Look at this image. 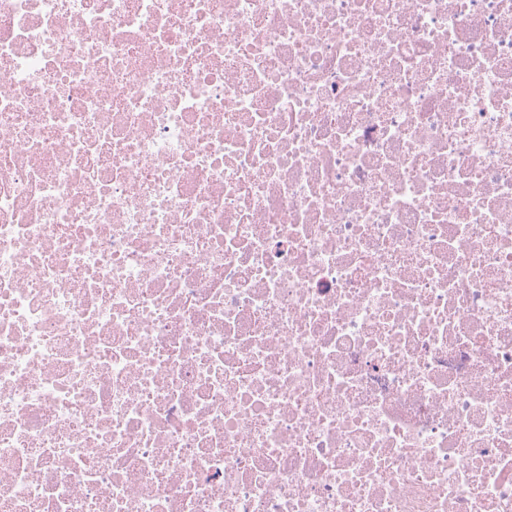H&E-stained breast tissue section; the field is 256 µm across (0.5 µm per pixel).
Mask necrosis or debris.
Returning <instances> with one entry per match:
<instances>
[{"label": "necrosis or debris", "mask_w": 512, "mask_h": 512, "mask_svg": "<svg viewBox=\"0 0 512 512\" xmlns=\"http://www.w3.org/2000/svg\"><path fill=\"white\" fill-rule=\"evenodd\" d=\"M0 512H512V0H0Z\"/></svg>", "instance_id": "necrosis-or-debris-1"}]
</instances>
